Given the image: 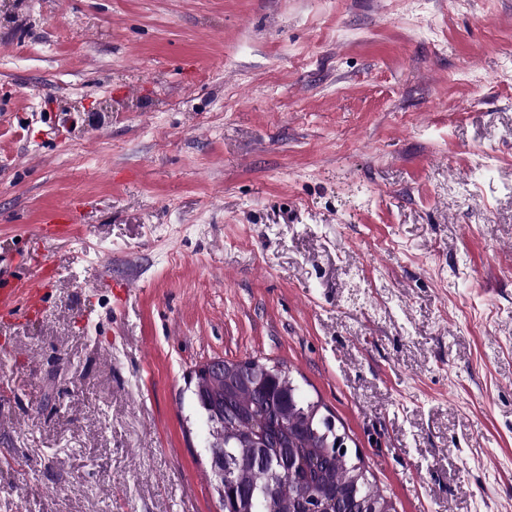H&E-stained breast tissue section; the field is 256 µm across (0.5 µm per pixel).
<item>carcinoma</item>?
Listing matches in <instances>:
<instances>
[{
  "label": "carcinoma",
  "instance_id": "obj_1",
  "mask_svg": "<svg viewBox=\"0 0 512 512\" xmlns=\"http://www.w3.org/2000/svg\"><path fill=\"white\" fill-rule=\"evenodd\" d=\"M250 368L256 377L230 388L219 379H207L196 369L190 377L193 395L211 421V406L218 402L233 412L224 420V456L235 466V481L217 488L222 512H296L298 499L321 472L338 486L357 488L356 497L393 504L366 476L348 451L336 446L345 440L335 422L320 413L319 404L303 399L289 372L280 365L258 360H226L224 371ZM279 434L278 442L257 453L244 444L262 434Z\"/></svg>",
  "mask_w": 512,
  "mask_h": 512
}]
</instances>
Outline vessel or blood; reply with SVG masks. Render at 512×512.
Masks as SVG:
<instances>
[{"label":"vessel or blood","instance_id":"b4317fda","mask_svg":"<svg viewBox=\"0 0 512 512\" xmlns=\"http://www.w3.org/2000/svg\"><path fill=\"white\" fill-rule=\"evenodd\" d=\"M54 275L53 265L43 260L36 266L32 281L0 276V321L17 323L41 314L44 288Z\"/></svg>","mask_w":512,"mask_h":512}]
</instances>
